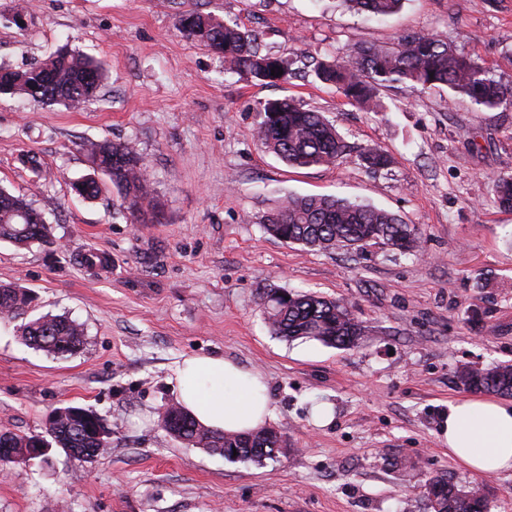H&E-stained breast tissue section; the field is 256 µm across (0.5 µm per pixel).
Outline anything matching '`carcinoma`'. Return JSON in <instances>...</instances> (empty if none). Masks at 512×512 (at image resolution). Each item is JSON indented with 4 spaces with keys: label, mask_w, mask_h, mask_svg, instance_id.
<instances>
[{
    "label": "carcinoma",
    "mask_w": 512,
    "mask_h": 512,
    "mask_svg": "<svg viewBox=\"0 0 512 512\" xmlns=\"http://www.w3.org/2000/svg\"><path fill=\"white\" fill-rule=\"evenodd\" d=\"M358 12L375 16L398 13L403 0H346ZM199 13L179 17L178 27L224 58V69L246 72L260 81L288 80V62L260 52L255 36L236 22H218L207 17L206 35L196 33ZM281 75H271V71ZM317 80L335 87L349 103L363 108L379 107L384 90L412 88L429 90L446 87L468 98L480 109L512 107V83L505 82L489 68L457 52L447 40L434 34L409 35L396 45L359 46L345 57L318 64ZM92 74L97 83L84 82ZM104 72L99 62L63 47L42 62L26 69L0 73L5 94L26 95L43 104L62 103L78 109L93 100ZM256 135L261 143L285 164L294 168L334 166L350 158L370 172L391 165L383 150L365 148L352 154L351 146L320 113L284 98L267 101L258 109ZM90 156L97 158L100 173L117 192L121 206L136 219H144L158 207L142 159L129 143L105 140L91 145ZM492 191L499 205L512 209V175L492 179ZM35 210L31 200L0 188V239L18 248L33 242L51 243L46 224H28L22 215ZM260 223L273 236L286 238L325 253L358 252L374 242L401 253L416 252L421 230L403 222L396 214L371 205L329 195L289 196L282 205L264 216ZM36 295L13 283L0 284V318L20 321L16 330L29 346L55 357L72 355L84 344L81 324L64 316L44 314L28 318ZM272 331L286 339H314L326 345L349 348L359 344L364 327L350 310L336 300L314 293H293L271 289L261 296ZM470 390L492 391L512 396V364H501L486 371L462 375ZM97 415L80 406L68 405L44 432L19 435L0 430V439L9 438L14 455L0 457V465L24 460L25 452L50 437L59 448L79 451L76 460L91 462L111 446V438L94 436ZM164 429L176 440L201 448L213 455L226 456L238 449L240 459L261 462L273 457L278 438L275 430L229 434L197 422L181 406H165L161 416ZM435 488L434 512H487L485 495L478 489L461 491L442 476L430 479Z\"/></svg>",
    "instance_id": "obj_1"
}]
</instances>
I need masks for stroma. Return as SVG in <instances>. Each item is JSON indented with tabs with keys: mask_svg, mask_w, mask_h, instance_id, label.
Returning <instances> with one entry per match:
<instances>
[{
	"mask_svg": "<svg viewBox=\"0 0 512 512\" xmlns=\"http://www.w3.org/2000/svg\"><path fill=\"white\" fill-rule=\"evenodd\" d=\"M188 12L236 21L262 52L293 60L292 78L225 72L178 31ZM409 34L440 35L512 82V0H405L389 17L342 0H0V65L24 70L67 46L107 69L79 110L0 94V186L29 195L54 239L0 241V282L33 290L35 314L85 328L83 347L57 358L0 319V428L42 432L67 404L112 426L93 462L55 451L47 464L7 465L0 512H431L435 476L484 487L489 512H512V472L472 475L440 438L449 403L471 397L461 372L512 363V210L490 183L512 174V107L479 110L443 87L388 91L383 110H363L314 75L321 59ZM285 97L392 165L287 166L255 136L258 104ZM104 139L134 145L156 217L134 221L110 188L72 191L89 171L87 145ZM318 194L418 225V252L329 254L264 230L288 196ZM90 250L111 268L85 267ZM272 288L340 301L373 334L351 349L284 340L259 300ZM191 355L263 374L285 440L273 458L228 460L165 431L173 369Z\"/></svg>",
	"mask_w": 512,
	"mask_h": 512,
	"instance_id": "1",
	"label": "stroma"
}]
</instances>
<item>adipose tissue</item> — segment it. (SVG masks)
Instances as JSON below:
<instances>
[{"label": "adipose tissue", "instance_id": "ef3b65f1", "mask_svg": "<svg viewBox=\"0 0 512 512\" xmlns=\"http://www.w3.org/2000/svg\"><path fill=\"white\" fill-rule=\"evenodd\" d=\"M174 382L181 406L212 429L249 433L275 415L262 375L229 359L184 358L174 371ZM441 435L449 456L469 471H512V403L470 399L449 404Z\"/></svg>", "mask_w": 512, "mask_h": 512}]
</instances>
